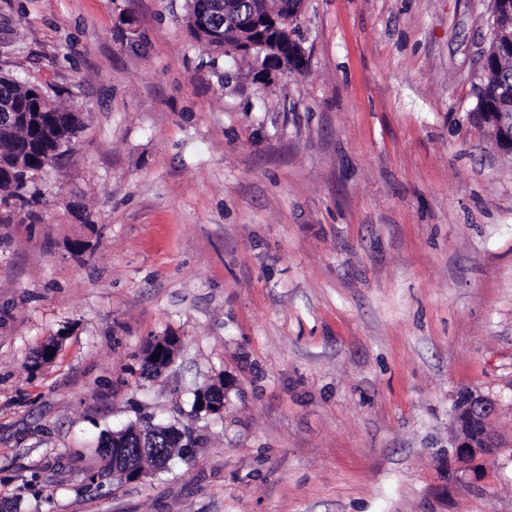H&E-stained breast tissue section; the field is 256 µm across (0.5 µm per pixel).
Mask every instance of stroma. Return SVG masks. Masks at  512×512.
Here are the masks:
<instances>
[{
	"label": "stroma",
	"instance_id": "35a3bbf8",
	"mask_svg": "<svg viewBox=\"0 0 512 512\" xmlns=\"http://www.w3.org/2000/svg\"><path fill=\"white\" fill-rule=\"evenodd\" d=\"M187 12L0 0V74L86 114L33 209L0 214V501L512 512V157L472 118L489 0H305L304 67L270 80ZM218 383L223 415L196 413ZM465 390L505 442L475 473ZM147 421L195 448L87 492L100 433ZM496 409L497 401L488 395L476 392L460 395L453 414V448L458 461L471 458L485 461L496 459L502 445L486 428L487 420Z\"/></svg>",
	"mask_w": 512,
	"mask_h": 512
}]
</instances>
